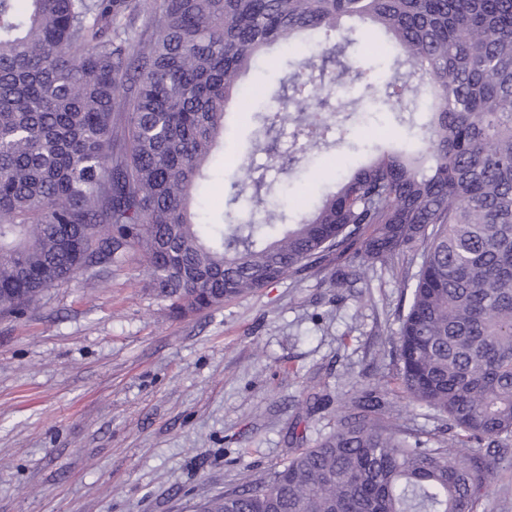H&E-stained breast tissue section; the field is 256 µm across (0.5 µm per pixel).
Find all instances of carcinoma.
I'll return each mask as SVG.
<instances>
[{
	"mask_svg": "<svg viewBox=\"0 0 512 512\" xmlns=\"http://www.w3.org/2000/svg\"><path fill=\"white\" fill-rule=\"evenodd\" d=\"M153 34L112 37L128 0H0V317L130 249L184 317L345 258L330 285L418 264L388 337L402 398L448 421L433 437L386 420L387 384L351 380L336 427L196 512H478L512 465V0H142ZM345 20L364 25L365 53ZM294 67L263 134L305 153L336 136L352 87L393 111L428 92L429 155L383 151L310 212L261 197V218L191 208L226 106L273 46ZM407 66L386 77L369 59ZM297 109L289 118L288 107ZM484 448L460 456L456 449Z\"/></svg>",
	"mask_w": 512,
	"mask_h": 512,
	"instance_id": "obj_1",
	"label": "carcinoma"
}]
</instances>
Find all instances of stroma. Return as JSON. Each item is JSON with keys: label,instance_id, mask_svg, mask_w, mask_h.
<instances>
[{"label": "stroma", "instance_id": "1", "mask_svg": "<svg viewBox=\"0 0 512 512\" xmlns=\"http://www.w3.org/2000/svg\"><path fill=\"white\" fill-rule=\"evenodd\" d=\"M335 106L352 138L266 174L297 201L365 164L371 137L403 143L404 115L355 93ZM238 164L212 161L210 215L250 208L233 197ZM412 275L377 270L345 297L292 275L176 318L132 251L49 289L0 318V512H193L269 477L332 431L350 378H393L381 351Z\"/></svg>", "mask_w": 512, "mask_h": 512}]
</instances>
